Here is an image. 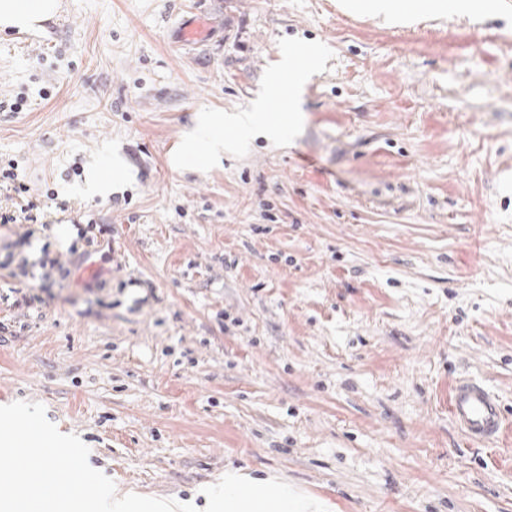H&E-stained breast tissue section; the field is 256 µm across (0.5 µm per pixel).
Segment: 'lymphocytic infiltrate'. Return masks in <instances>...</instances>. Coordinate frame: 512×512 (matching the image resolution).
<instances>
[{
  "mask_svg": "<svg viewBox=\"0 0 512 512\" xmlns=\"http://www.w3.org/2000/svg\"><path fill=\"white\" fill-rule=\"evenodd\" d=\"M50 231L44 206L33 198L14 163L0 166V269L8 270L10 280L0 287V306L42 310L49 303L53 287L70 286L78 267L93 252L111 247V225L88 219L75 222L76 235L66 252L52 251L44 241L37 260L17 252L18 240H30L32 225Z\"/></svg>",
  "mask_w": 512,
  "mask_h": 512,
  "instance_id": "f902f5d3",
  "label": "lymphocytic infiltrate"
}]
</instances>
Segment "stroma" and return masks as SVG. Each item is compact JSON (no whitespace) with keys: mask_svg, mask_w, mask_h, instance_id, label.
<instances>
[{"mask_svg":"<svg viewBox=\"0 0 512 512\" xmlns=\"http://www.w3.org/2000/svg\"><path fill=\"white\" fill-rule=\"evenodd\" d=\"M338 2L60 0L0 32V161L114 225L125 284L0 343V405L148 497L235 468L332 512H512V0L409 27ZM189 17L210 34L177 43ZM290 46L322 56L275 133L190 150ZM467 378L496 443L451 419ZM449 413L470 439L492 443L503 433L504 415L496 396L483 384L463 380L452 390Z\"/></svg>","mask_w":512,"mask_h":512,"instance_id":"1","label":"stroma"}]
</instances>
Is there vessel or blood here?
<instances>
[{
	"label": "vessel or blood",
	"instance_id": "vessel-or-blood-1",
	"mask_svg": "<svg viewBox=\"0 0 512 512\" xmlns=\"http://www.w3.org/2000/svg\"><path fill=\"white\" fill-rule=\"evenodd\" d=\"M449 413L455 425L474 441L491 443L503 433L500 403L481 383L471 380L457 383L450 397Z\"/></svg>",
	"mask_w": 512,
	"mask_h": 512
}]
</instances>
